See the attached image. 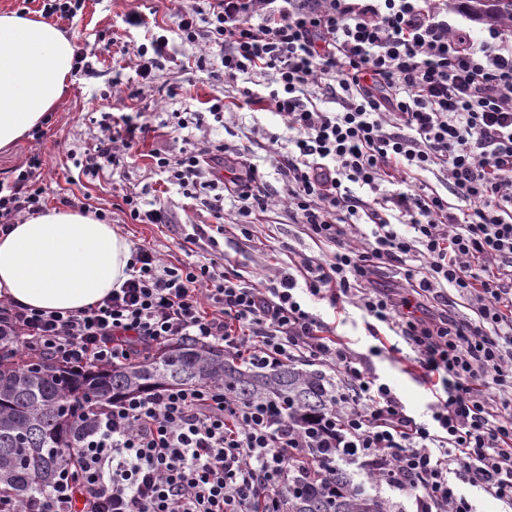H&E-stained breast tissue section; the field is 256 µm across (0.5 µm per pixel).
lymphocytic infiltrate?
<instances>
[{"mask_svg":"<svg viewBox=\"0 0 512 512\" xmlns=\"http://www.w3.org/2000/svg\"><path fill=\"white\" fill-rule=\"evenodd\" d=\"M185 12L181 42L217 48L196 65L225 82L270 75L242 103L281 118L283 183L220 141L172 151L183 130L223 123L225 105L178 119L152 149L153 167L216 225L232 203L247 232L274 201L318 246L260 283L231 269L201 225L181 249L207 239L196 261L169 264L137 246L132 276L79 311L0 300V332L28 359L75 371L121 366L189 337L256 373L310 366L328 384V409L300 424L278 400L246 401L220 384L162 386L75 412L77 470L62 469L28 501L0 497V512H288L297 463L310 448H341L380 484L413 498L415 512H472L464 482L512 508V31L473 40L438 0H206ZM138 84L155 81L166 35L135 45ZM327 104L319 109L311 89ZM102 135L74 165L86 177L128 167L152 126L141 112L102 113ZM41 154L0 180V232L45 205ZM443 169L449 196L418 179ZM198 197V196H197ZM125 212L166 224L159 195L135 186ZM405 269L400 295L373 287L379 269ZM456 294L473 311L448 312ZM355 304L412 350L411 367L434 396L416 420L366 358L303 296Z\"/></svg>","mask_w":512,"mask_h":512,"instance_id":"obj_1","label":"lymphocytic infiltrate"}]
</instances>
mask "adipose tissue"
<instances>
[{
	"label": "adipose tissue",
	"mask_w": 512,
	"mask_h": 512,
	"mask_svg": "<svg viewBox=\"0 0 512 512\" xmlns=\"http://www.w3.org/2000/svg\"><path fill=\"white\" fill-rule=\"evenodd\" d=\"M74 54V37L55 24L0 11V151L59 108ZM131 258L128 240L95 215L48 207L0 234V298L39 310H80L122 286Z\"/></svg>",
	"instance_id": "ef3b65f1"
}]
</instances>
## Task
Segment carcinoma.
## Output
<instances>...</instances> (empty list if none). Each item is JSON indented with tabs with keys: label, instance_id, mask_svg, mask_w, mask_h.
<instances>
[{
	"label": "carcinoma",
	"instance_id": "obj_1",
	"mask_svg": "<svg viewBox=\"0 0 512 512\" xmlns=\"http://www.w3.org/2000/svg\"><path fill=\"white\" fill-rule=\"evenodd\" d=\"M478 22L511 23L512 0H458ZM222 383L237 397H278L302 421L322 415L325 381L293 367L270 374L243 370L224 358V350L181 341L161 354L116 367H90L82 373L23 355L0 358V492L25 501L36 484L48 483L73 463L72 413L81 402H110L165 384ZM356 472L336 466L323 485L300 482L289 512H393V506L355 482Z\"/></svg>",
	"mask_w": 512,
	"mask_h": 512
}]
</instances>
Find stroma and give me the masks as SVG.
Here are the masks:
<instances>
[{"label": "stroma", "mask_w": 512, "mask_h": 512, "mask_svg": "<svg viewBox=\"0 0 512 512\" xmlns=\"http://www.w3.org/2000/svg\"><path fill=\"white\" fill-rule=\"evenodd\" d=\"M202 5V0H85L78 22L60 21L61 29L75 34L76 47L101 52L103 71L100 77L90 79L75 73L59 110L53 113L51 122L44 125L43 137L38 140L26 137L12 151L0 154V179L10 177L32 152H40L47 162L44 170L47 205L58 206L60 198L65 196L79 198L91 209L112 212L113 228L131 244L153 247L175 265L186 262L187 254L177 247L183 225L211 221L199 201L185 197L175 188L164 193L163 199L172 214L168 224H138L129 221L120 211L125 188L134 184L155 187L161 181L149 156L151 142L140 144V155L134 167L93 181L78 178L71 154L95 146L101 132L92 121L94 113L113 103L115 93L134 86L135 59L131 49L142 42L144 31L126 28L122 21L124 14L135 9L146 22L172 29L180 13ZM199 53V46L176 43L171 60L163 63L155 83L137 88V97L130 100V107L146 112L153 124L160 125L171 121L173 113L194 112L202 109L206 101L223 99L227 104L224 124L211 132V139L248 147L251 162L266 173L274 189H281L283 183L277 174L276 158L267 143L268 135L285 134L281 118L254 107H239L242 84L214 80L209 71L190 66V59ZM170 87L178 88L179 96L168 98L166 90ZM221 243L236 268L254 282L260 280L267 264L287 259L289 252L312 254L318 250L298 225L289 222L287 213L279 206L268 210L253 224L250 236L228 227ZM304 305L335 326L337 334L351 348L369 356L374 373L394 389L409 415L420 421L428 419V406L433 396L407 369L412 355L410 348L405 346L400 352L386 351L379 355L370 352L379 338L395 342L394 333L386 325L369 326L362 312L347 303L335 307L329 301L308 298Z\"/></svg>", "instance_id": "obj_1"}]
</instances>
